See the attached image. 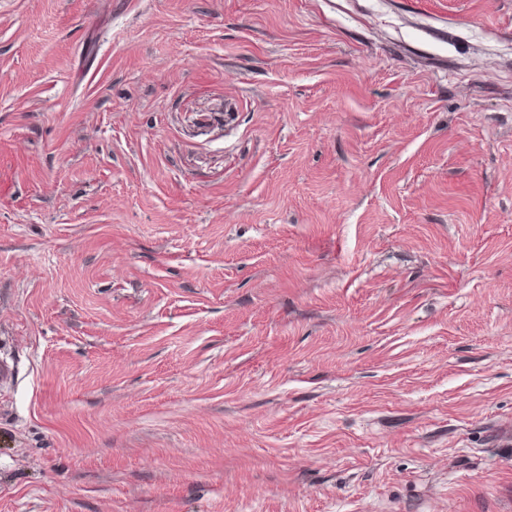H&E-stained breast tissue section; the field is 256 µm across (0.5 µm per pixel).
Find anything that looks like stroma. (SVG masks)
Wrapping results in <instances>:
<instances>
[{
	"label": "stroma",
	"instance_id": "35a3bbf8",
	"mask_svg": "<svg viewBox=\"0 0 512 512\" xmlns=\"http://www.w3.org/2000/svg\"><path fill=\"white\" fill-rule=\"evenodd\" d=\"M0 512H512V0H0Z\"/></svg>",
	"mask_w": 512,
	"mask_h": 512
}]
</instances>
